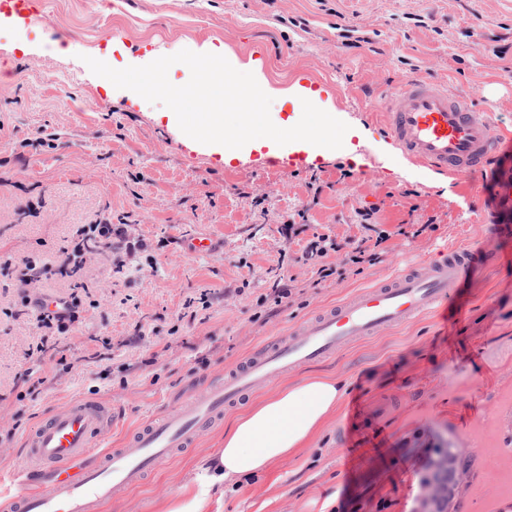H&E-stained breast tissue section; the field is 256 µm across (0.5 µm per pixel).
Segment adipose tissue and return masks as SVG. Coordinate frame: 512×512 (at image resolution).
<instances>
[{
	"label": "adipose tissue",
	"mask_w": 512,
	"mask_h": 512,
	"mask_svg": "<svg viewBox=\"0 0 512 512\" xmlns=\"http://www.w3.org/2000/svg\"><path fill=\"white\" fill-rule=\"evenodd\" d=\"M343 396L336 375L310 373L257 398L225 423L221 446L208 459L209 486L223 488L298 456L335 416Z\"/></svg>",
	"instance_id": "ef3b65f1"
}]
</instances>
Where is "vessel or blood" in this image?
<instances>
[{
	"instance_id": "obj_1",
	"label": "vessel or blood",
	"mask_w": 512,
	"mask_h": 512,
	"mask_svg": "<svg viewBox=\"0 0 512 512\" xmlns=\"http://www.w3.org/2000/svg\"><path fill=\"white\" fill-rule=\"evenodd\" d=\"M381 109L383 130L401 155L441 176L461 177L496 164L504 142L512 141V132L477 117L470 99L425 78L391 89ZM498 230L506 243L501 252L449 247L352 293L287 337L260 347L178 412L151 419L121 447H99L101 437L120 422L119 408L87 399L58 410L26 434L16 454L8 492L14 512H98L103 502L141 484L191 447L202 430L223 417L225 408L256 388L421 314H445L453 302L450 288L472 270L491 260H512V225Z\"/></svg>"
}]
</instances>
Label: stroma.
<instances>
[{"label":"stroma","instance_id":"1","mask_svg":"<svg viewBox=\"0 0 512 512\" xmlns=\"http://www.w3.org/2000/svg\"><path fill=\"white\" fill-rule=\"evenodd\" d=\"M0 6V474L13 470L27 432L81 399L120 405L128 426L177 410L210 379L354 290L419 256L465 244L499 250L512 212L489 203L492 171L459 180L404 159L378 123L380 101L413 77L470 97L479 116L512 130V0H30ZM68 32L66 42L52 39ZM239 64L261 60L271 109L293 113L285 90H322L323 110L358 129L350 149L301 169L270 167L263 151L223 161L188 142L165 106L93 74L85 57L114 46L116 64L204 42ZM372 226L364 228L363 212ZM125 225L130 250L84 256L94 306L61 340L71 371L31 350L43 334L21 315L26 296H67L70 280L29 283L19 259L51 258L82 224ZM435 217L437 228L400 234ZM385 233L362 272L344 253ZM329 234L337 271L318 280L305 247ZM210 238L208 255L186 236ZM290 299L258 306L274 282ZM449 324L426 315L362 339L303 373L336 374L345 396L305 454L218 494L205 461L223 422L100 512H164L182 486L203 492L201 512H418L435 449H462L467 467L450 512H512V264L477 267L453 289ZM110 348H103V340ZM40 383L16 401L25 372ZM20 427H12V418ZM350 431L347 450L339 436Z\"/></svg>","mask_w":512,"mask_h":512}]
</instances>
